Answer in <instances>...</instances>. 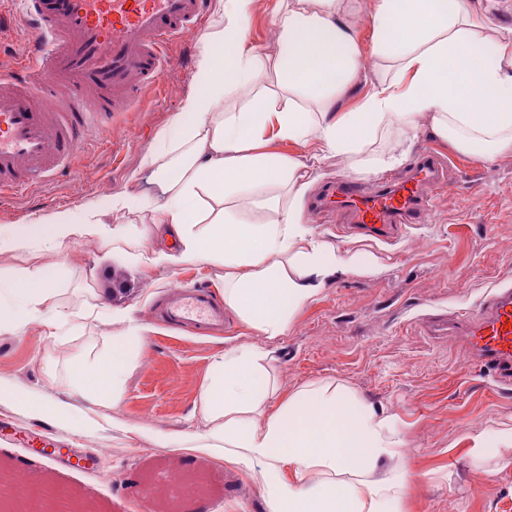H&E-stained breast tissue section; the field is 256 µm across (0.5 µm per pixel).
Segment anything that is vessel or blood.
Here are the masks:
<instances>
[{
  "label": "vessel or blood",
  "instance_id": "obj_1",
  "mask_svg": "<svg viewBox=\"0 0 512 512\" xmlns=\"http://www.w3.org/2000/svg\"><path fill=\"white\" fill-rule=\"evenodd\" d=\"M37 38L28 60L0 79V193L54 179L75 158L88 129L104 126L155 82L165 48L198 28L207 0H20ZM66 86L57 111L38 100ZM437 156L421 151L401 177L366 184L342 178L326 185L311 208L350 232L385 240L421 223L428 199L445 189ZM167 320L205 334L224 324V308L203 288L169 294ZM462 338L471 356L512 378V289L498 288L475 310L438 322Z\"/></svg>",
  "mask_w": 512,
  "mask_h": 512
}]
</instances>
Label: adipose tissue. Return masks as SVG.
<instances>
[{
  "label": "adipose tissue",
  "mask_w": 512,
  "mask_h": 512,
  "mask_svg": "<svg viewBox=\"0 0 512 512\" xmlns=\"http://www.w3.org/2000/svg\"><path fill=\"white\" fill-rule=\"evenodd\" d=\"M340 0H280L275 63L281 94L257 90L262 57L248 44L252 0H217V24L199 52L193 84L180 111L144 160L157 187L154 202L131 194L60 210L37 224L0 226V253L59 252L97 241L109 252L155 267L204 262L224 270V305L241 322L273 340L284 336L296 310L339 270L356 271L354 256L338 253L306 227L301 200L311 184L301 164L261 150L268 138L345 156L352 170L376 175L402 155L373 144L418 115L432 118L440 138L478 160L512 153V29L501 30L487 54L483 20L468 0H374L373 52L388 64L353 110L336 102L363 66L356 37L341 20ZM313 103L298 105L295 91ZM243 96L225 111L224 101ZM280 193H271L272 185ZM270 213L251 222L224 209L232 195ZM152 214L150 225H115L113 213ZM156 236L164 247L141 251ZM110 321L111 347L64 364L62 401L0 382V400L37 417L83 424L75 402L111 405L122 394L146 328L130 312L92 298L61 311L58 290L43 268L0 275V335L33 321L64 331ZM264 353L234 346L217 357L200 397L199 447L222 449L230 460L267 462L264 492L270 512H401L410 475L386 467L400 453L397 416L359 407L342 386L302 389L275 412V387ZM293 471L284 481L281 465Z\"/></svg>",
  "instance_id": "adipose-tissue-1"
}]
</instances>
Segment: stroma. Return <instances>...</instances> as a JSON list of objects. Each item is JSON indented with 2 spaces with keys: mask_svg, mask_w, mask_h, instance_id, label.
Listing matches in <instances>:
<instances>
[{
  "mask_svg": "<svg viewBox=\"0 0 512 512\" xmlns=\"http://www.w3.org/2000/svg\"><path fill=\"white\" fill-rule=\"evenodd\" d=\"M276 0H253L249 41L262 56L259 88L279 90L274 25ZM373 0H346L342 18L358 41L365 67L337 102L355 108L385 71L372 54ZM201 35L187 34L166 53L156 84L128 111L115 113L108 131L90 129L80 155L57 180L30 185L24 193L0 195V225L21 224L108 195L152 197L156 187L142 166L192 85ZM431 118L417 129L395 132L387 147L399 148L404 174L417 151L433 149L448 165L446 190L433 193L422 223L392 243L345 235L340 225L307 215L312 234L336 251L356 256L366 273L339 271L323 291L294 315L286 336L270 341L226 313L223 332L197 335L166 325L156 302L165 292L203 285L224 286L223 270L204 264L161 268L128 262L85 241L61 255L0 254V274L39 266L55 281L62 310L90 295L105 297L149 325L120 400L103 407L80 403L86 427L29 416L0 402V460L26 483L78 490L97 512H186L193 489L207 512H269L259 469L229 462L220 453H193L169 442L204 428L199 396L217 354L232 346L266 352L277 392V410L296 391L331 382L364 403L400 420V459L410 465L403 512H512V468L498 457L512 447L475 453L473 438L512 425V385L494 382L460 343L430 335L428 318L477 309L492 290L512 285V164L504 155L479 161L432 134ZM271 152L292 157L309 174L311 192L350 173L343 157L288 141ZM112 328L102 325L61 338L33 322L16 336L0 335V379L63 397L54 363L102 351ZM183 480L169 482L171 468Z\"/></svg>",
  "mask_w": 512,
  "mask_h": 512,
  "instance_id": "obj_1",
  "label": "stroma"
}]
</instances>
